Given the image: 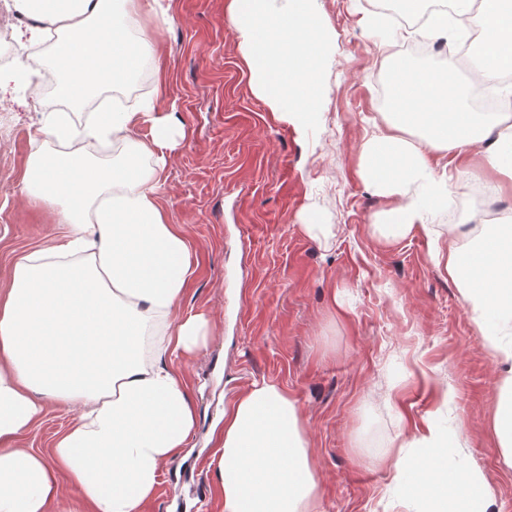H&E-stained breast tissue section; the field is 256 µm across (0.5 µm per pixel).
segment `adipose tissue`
Here are the masks:
<instances>
[{
	"label": "adipose tissue",
	"mask_w": 512,
	"mask_h": 512,
	"mask_svg": "<svg viewBox=\"0 0 512 512\" xmlns=\"http://www.w3.org/2000/svg\"><path fill=\"white\" fill-rule=\"evenodd\" d=\"M455 0L425 31L452 40L478 27L477 80L512 70V0ZM38 53L10 73L32 98L53 93L84 105L105 84H119L152 57L147 32L128 23L144 0H15ZM259 94L297 135L323 119L318 96L329 40L312 0H228ZM393 112L366 137L360 179L386 198L373 224L384 241L431 233L430 214L449 206L459 172L434 156L476 152L512 182V115L484 121L454 73L440 76L410 56L390 61ZM149 136H141V126ZM43 144L29 154L24 193L55 214L62 233L17 256L0 293V512H51L61 479L79 492L63 512H146L163 464L187 448L197 415L173 366L208 343L211 324L178 315L197 267L185 233L160 203L181 133L156 99L133 110L90 112L81 121L42 113ZM456 282L508 376L493 416L502 456L512 466V224L483 225L472 242L449 239L436 252ZM76 409L50 456L18 447L48 404ZM418 456L394 463L427 512H498L482 472L460 470L438 428ZM297 400L275 382H256L224 407L213 464L222 512H319V479Z\"/></svg>",
	"instance_id": "adipose-tissue-1"
}]
</instances>
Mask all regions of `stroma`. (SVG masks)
<instances>
[{"label":"stroma","mask_w":512,"mask_h":512,"mask_svg":"<svg viewBox=\"0 0 512 512\" xmlns=\"http://www.w3.org/2000/svg\"><path fill=\"white\" fill-rule=\"evenodd\" d=\"M143 12L156 52L142 95H158L184 129L161 200L187 236L197 273L180 304L204 314L208 345L179 366L197 412L188 448L162 467L149 512H220L211 433L226 401L253 382L285 386L301 409L320 478L322 512H421L392 466L411 456L428 422L443 424L454 462L481 470L499 512H512V467L493 430L504 374L456 284L433 258L453 228L386 242L387 208L358 176L361 143L384 114L371 78L400 53L364 18L369 0H313L329 33L321 125L298 138L255 90L226 0H166ZM45 103L0 101V291L15 257L47 245L53 216L22 193L26 159ZM329 225L323 244L301 228L307 211ZM75 411L48 405L17 445L50 454Z\"/></svg>","instance_id":"stroma-1"}]
</instances>
